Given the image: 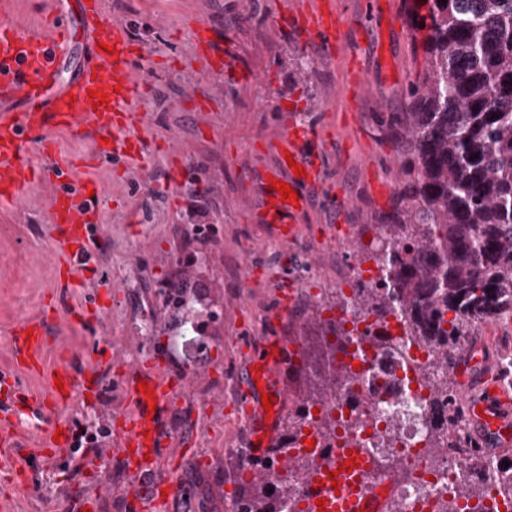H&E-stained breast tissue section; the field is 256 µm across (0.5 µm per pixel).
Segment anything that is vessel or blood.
<instances>
[{
	"mask_svg": "<svg viewBox=\"0 0 512 512\" xmlns=\"http://www.w3.org/2000/svg\"><path fill=\"white\" fill-rule=\"evenodd\" d=\"M379 7L377 0H365L363 16L352 22L337 11L333 0H319L310 10L282 18L281 23L297 37L318 47L327 58H334L337 51L348 45L374 42L377 36ZM80 30L87 33L84 58L76 79L66 76L60 43L73 41L76 30L69 23L57 27L55 40L48 41L40 35L19 30L7 20H0V104L18 102L17 112L0 113V199H17L22 188L34 179H49L79 168L81 161L72 156L57 154L48 134L67 131L82 134L85 127H93L103 142L96 150L103 158L117 153L126 158L140 157L144 151L141 141L117 138L116 133L125 128V115L130 102L141 95L143 88L134 81L132 73L143 55V49L119 23L104 25L102 0H83ZM107 95V103L93 105L91 94ZM39 138L46 166L37 167L22 156L25 136ZM317 136L308 127L295 125L272 143L276 157L273 167L261 177L263 192L258 207L264 222L282 226L281 239L293 243L301 233L295 218L299 211L307 210L311 199L307 188L319 181L325 165V156L315 145ZM281 181L297 194L296 200H283L271 190V181ZM55 222L59 228L57 241L68 255L64 263V280L73 288L81 287L80 270L90 256L94 242L90 233L98 224L95 199L85 196L76 200L67 193L56 194L52 201ZM50 336L46 320L32 318L18 324L11 336L15 370L0 372V446H5L12 418L19 411L42 420L48 418L69 398L82 392L98 394L100 377L96 371H77L71 360L60 362L53 372L63 381V388L49 386L44 398L24 397L15 374L16 369L40 370L42 350ZM292 349L287 343L277 347H264L255 352L253 361L263 367L256 380L248 381L242 396L261 419L254 425L256 440L250 450L253 457L271 455L273 423L266 416L261 402L262 394L283 396L284 390L273 380L271 366L285 363ZM456 376L466 384L479 385L481 394L467 404L466 414L476 439L490 447L512 445V391L491 382L486 363L478 352H471L456 369ZM148 392L133 391L137 406L135 415L124 417L123 437L119 453L131 462V489L126 492L128 502L142 506L143 502L161 504L163 497H177L183 487L172 478H154L145 473V459L157 456L160 447V425L152 418V408H164L173 392L185 391L186 379L170 385L148 379ZM310 496L336 506L338 512H372L371 500L355 495L345 474H338L336 484L309 486Z\"/></svg>",
	"mask_w": 512,
	"mask_h": 512,
	"instance_id": "b4317fda",
	"label": "vessel or blood"
}]
</instances>
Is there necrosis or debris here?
Returning a JSON list of instances; mask_svg holds the SVG:
<instances>
[{
    "label": "necrosis or debris",
    "instance_id": "necrosis-or-debris-1",
    "mask_svg": "<svg viewBox=\"0 0 512 512\" xmlns=\"http://www.w3.org/2000/svg\"><path fill=\"white\" fill-rule=\"evenodd\" d=\"M366 249L379 262L349 268L339 282L340 296L328 309L336 331L325 336L332 354L329 369L342 373L336 392L305 409L294 420L289 453L308 459L328 456L337 463L355 459L349 480L375 499L376 512H512V496L505 495L501 457L487 452L480 465L448 444L449 436H465L466 420L445 425L446 410L421 377L433 362L430 345L415 339L400 306L385 315L363 314L355 308L359 289L392 287L393 272L412 254L405 239L391 241L372 233ZM441 425L431 429V419ZM473 489L466 498L456 495L460 484Z\"/></svg>",
    "mask_w": 512,
    "mask_h": 512
}]
</instances>
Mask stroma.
Here are the masks:
<instances>
[{
  "instance_id": "35a3bbf8",
  "label": "stroma",
  "mask_w": 512,
  "mask_h": 512,
  "mask_svg": "<svg viewBox=\"0 0 512 512\" xmlns=\"http://www.w3.org/2000/svg\"><path fill=\"white\" fill-rule=\"evenodd\" d=\"M109 21L128 27L145 47L135 71L145 89L130 104L141 122L125 136L140 139V158L122 156L80 168L61 181L28 185L19 201H0V371L15 369L10 333L26 318L48 319L43 366L17 377L34 395L65 353H87L102 381L94 398L74 397L57 416L71 425L108 429L98 456L81 468L66 452L42 459L41 433L15 424L17 447L0 452V497L13 512H125L129 483L114 451L112 418L134 413L128 387L145 373L189 375V388L161 412L157 473L180 479L181 499L167 512H224V490L236 483L225 449L248 445L251 425L240 405L246 369L260 343L302 342L318 302L335 301L348 263H368L360 236L393 209L396 119L424 66L423 32L411 23L425 0H379L399 23L380 32L385 54L358 52L369 75L361 98L351 93L346 55L319 49L281 30L277 18L315 0H102ZM66 0H0V13L26 32L53 39L52 18ZM208 25L229 56L224 76L207 72L194 33ZM311 68L300 72L297 58ZM254 73L250 82L241 71ZM316 129L326 151L322 189L296 219L301 236L285 246L252 209L260 177L273 165L272 141L289 125ZM181 182L169 180L171 167ZM104 192L100 243L84 288L62 290L50 197L85 181ZM208 213L191 223L189 204ZM252 269L250 287L241 283ZM185 296L184 305L173 300ZM291 304L281 314L283 304Z\"/></svg>"
}]
</instances>
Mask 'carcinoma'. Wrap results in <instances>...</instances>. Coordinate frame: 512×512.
Wrapping results in <instances>:
<instances>
[{"mask_svg":"<svg viewBox=\"0 0 512 512\" xmlns=\"http://www.w3.org/2000/svg\"><path fill=\"white\" fill-rule=\"evenodd\" d=\"M413 18L425 64L411 81L399 124L397 203L377 231L405 234L416 258L400 264L397 288L359 290L357 306L379 314L396 303L413 335L448 362L477 328L512 313V0H427ZM459 314L444 327L445 314ZM306 402L336 390V373H314ZM282 467L309 474L315 458L299 460L283 441ZM264 463L238 487L237 512H278L276 483Z\"/></svg>","mask_w":512,"mask_h":512,"instance_id":"cac0c4a2","label":"carcinoma"}]
</instances>
